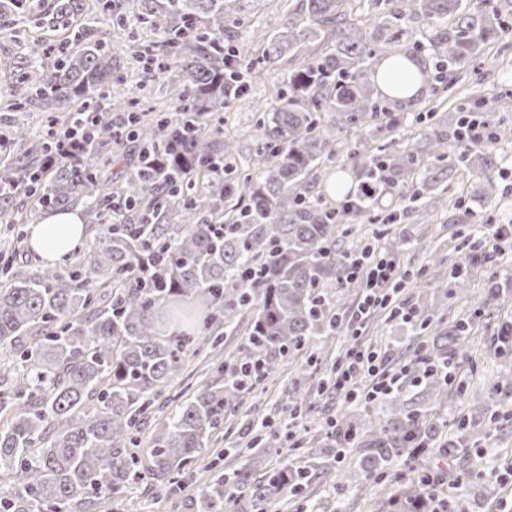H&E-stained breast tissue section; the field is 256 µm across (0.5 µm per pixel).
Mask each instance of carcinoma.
I'll return each mask as SVG.
<instances>
[{
	"instance_id": "cac0c4a2",
	"label": "carcinoma",
	"mask_w": 512,
	"mask_h": 512,
	"mask_svg": "<svg viewBox=\"0 0 512 512\" xmlns=\"http://www.w3.org/2000/svg\"><path fill=\"white\" fill-rule=\"evenodd\" d=\"M300 2L304 16L263 35L262 58L248 62L245 51L224 46V0H136V21L160 36L158 49L136 61L150 76L176 66L168 94L187 111L147 118L137 103L106 93L112 55L100 27L125 17V0H104L105 17L88 15L86 0H0V27L32 19L41 31L40 42L17 56L4 95L50 111L42 136L18 124L0 131V154L13 158L0 172V224L80 206L98 225L88 252L62 267L27 271L18 262L19 232L0 253V512H104L146 478L174 483L235 416L241 390L229 378L202 388L136 452L143 416L189 350L218 349L220 325L240 317L248 331L239 364L257 363L264 376L287 357L299 360L313 337L342 328L336 289L348 285L353 221L370 217L384 194L427 221L448 207V188L438 184L456 171L495 167L494 152L465 146L461 126L451 134L433 127L415 147L398 148L403 115L369 75L384 59L405 58L431 82L436 112L457 72L512 31V0L489 10L471 0H371L369 14L357 0ZM415 23L426 28L421 48L408 43ZM285 56L297 64L257 122L254 177L226 212L236 188L235 141L208 140L204 124ZM85 112L94 124L84 148L57 159L58 139L82 132ZM114 112L123 113L118 124ZM328 113L336 114L337 133L356 132L349 154L357 182L336 186L344 197L336 204L316 190L336 161L325 137ZM129 143L137 158L130 171L120 169L115 195L112 166L125 160ZM418 150L430 168H419ZM411 243L435 252L422 238H392L387 247L401 252ZM150 254L149 278L131 277ZM443 323L434 312L419 315L411 327L417 343L403 354L411 372L424 367L440 406L448 360L469 351L474 317ZM405 397L403 387L387 395L390 411L368 430L340 412L322 446L262 478L243 467L205 478L171 512H279L289 500L303 510L311 477L335 479L330 458L352 448L360 461L341 482L370 493L392 461L434 443L443 427L436 413L401 411ZM281 447L262 422L245 452ZM426 471L401 480L373 512H426Z\"/></svg>"
}]
</instances>
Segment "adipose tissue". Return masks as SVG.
Wrapping results in <instances>:
<instances>
[{
	"label": "adipose tissue",
	"instance_id": "adipose-tissue-1",
	"mask_svg": "<svg viewBox=\"0 0 512 512\" xmlns=\"http://www.w3.org/2000/svg\"><path fill=\"white\" fill-rule=\"evenodd\" d=\"M29 245L43 258L55 261L78 246L84 236L81 209L46 215L37 223L28 225Z\"/></svg>",
	"mask_w": 512,
	"mask_h": 512
}]
</instances>
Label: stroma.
Returning <instances> with one entry per match:
<instances>
[{
	"mask_svg": "<svg viewBox=\"0 0 512 512\" xmlns=\"http://www.w3.org/2000/svg\"><path fill=\"white\" fill-rule=\"evenodd\" d=\"M299 0H228L227 11L242 15L240 23L225 25L224 41L227 44L249 48L250 58L261 57L264 32L277 29L288 18L289 12L297 9ZM156 34L146 26L113 28L106 41L112 52V82L116 89L127 97L141 101L153 108H170L166 76L148 80L143 76L140 64L133 60L136 51L152 46ZM290 64L280 60L278 77H265L251 83L248 94L230 102L223 112L224 131L238 142L239 153L235 157L236 176L246 180L251 173L250 159L257 148L256 120L258 109L274 99L279 76L287 75ZM473 69L485 72L479 93L484 100L486 118L491 126L512 131V37L499 39L486 46L482 56L472 64ZM467 83H458L452 95L454 101L448 108L430 112L429 92H422L413 101L404 104L402 110L409 133L426 130L428 122L454 127L458 118L456 98L468 95ZM499 160L497 168L488 172L465 171L456 173L449 185L450 205L447 211L438 213L432 222L419 221L412 212L396 211L390 197L380 200L377 212L385 215L397 212L391 224H363L362 234L385 235L388 238L423 237L432 240L444 259L440 274H447L449 264L459 261V244L464 232L476 231L478 238H485L490 225H512V141H501L494 145ZM495 280L501 290L512 294V239H503L497 251L481 253L478 260L469 262L467 286L469 301H457L455 296L445 298L446 321L469 313H476L473 335L474 349L467 356L457 357L456 378L462 381L463 390L449 388L448 402L441 408L440 417L450 439L456 440L450 478L459 480V497L463 512H488L481 495L483 485L494 482L497 475L512 469V352L501 349L499 328L502 322L512 319V310L498 308L496 302L486 295L488 280ZM223 336L220 356L205 353L187 355L179 373L153 407L142 428L143 438H150L160 422L171 416L187 399L207 383L219 380L218 364L232 366L237 359V350L245 342L244 327L226 324L220 327ZM364 343L381 346L391 367H399V357L412 348L413 338L407 326L389 318L387 312L374 315L362 328ZM349 339L347 336L314 338L309 349L317 357V373H310L285 361L280 373L270 376L241 394L242 408L255 407L267 415L275 428L293 427L300 432L304 428H316L327 419L336 417L347 408L359 424L374 420L378 413L387 410L384 398L369 403L346 404L335 391L329 390L316 397L310 413L304 418H292L288 401L292 393L304 392L316 384L320 371L333 366ZM494 393L496 409L500 419H491L489 414L471 410L467 400L469 390ZM466 420L468 432L459 436L458 420ZM244 431L243 424L215 432V440L192 464L189 476L180 483L171 485L173 496L186 499L193 495L200 477L215 474L230 468H250L254 476H262L278 466L286 457L295 459L298 449H269L247 457L233 453L232 448ZM313 501L316 512H334L337 504H344L345 512H369L370 501L360 492L340 486H329L312 481Z\"/></svg>",
	"mask_w": 512,
	"mask_h": 512,
	"instance_id": "obj_1",
	"label": "stroma"
}]
</instances>
